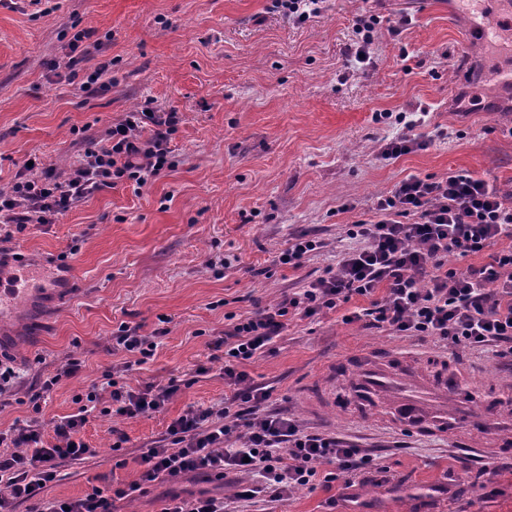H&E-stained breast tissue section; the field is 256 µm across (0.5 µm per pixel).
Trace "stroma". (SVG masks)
<instances>
[{
  "label": "stroma",
  "mask_w": 512,
  "mask_h": 512,
  "mask_svg": "<svg viewBox=\"0 0 512 512\" xmlns=\"http://www.w3.org/2000/svg\"><path fill=\"white\" fill-rule=\"evenodd\" d=\"M34 16L26 0L0 5V187L38 155L64 171L83 140L124 113L150 106L181 112L170 146L175 166L134 192L95 194L56 224H34L7 247L32 266L64 258L65 285L46 289L0 318V350L22 382L69 357L83 369L61 379L44 420L75 411L73 398L125 362L113 351L120 325L168 332L131 386L182 380L158 414L125 420L93 414L83 439L98 455L63 468L49 496L72 498L113 480H132L141 444L160 437L188 407H222L224 364L209 341L228 314L249 315L320 276L347 249L344 225L371 218L375 198L411 174L467 170L512 180V96L491 92L492 64L466 47L464 18L431 0H392L382 13L408 18L399 36L381 31L372 62L347 69L343 52L367 0H329L319 16L289 20L274 0H48ZM82 30L79 79L65 64ZM111 87L82 89L99 62ZM422 112L426 150L378 155L401 127L374 113ZM323 241L302 267L274 266L294 236ZM232 260L215 269L217 257ZM274 355L249 367L268 384L270 409L310 431L349 440L376 458L372 469L303 487L283 502L261 493L240 512H512V363L492 350H454L385 329L344 323L330 311L294 319ZM381 351L415 362L446 361L460 375L447 432L432 437L378 425L381 404L360 407L352 378H327L328 362ZM207 374H197L198 366ZM129 438L113 451L110 428Z\"/></svg>",
  "instance_id": "obj_1"
}]
</instances>
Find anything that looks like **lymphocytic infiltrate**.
I'll return each mask as SVG.
<instances>
[{
	"instance_id": "lymphocytic-infiltrate-1",
	"label": "lymphocytic infiltrate",
	"mask_w": 512,
	"mask_h": 512,
	"mask_svg": "<svg viewBox=\"0 0 512 512\" xmlns=\"http://www.w3.org/2000/svg\"><path fill=\"white\" fill-rule=\"evenodd\" d=\"M382 19L368 10L353 24L355 39L345 49L354 64L371 61ZM182 118L153 107L125 113L110 124L62 174L23 166L8 190L0 191V241H11L32 224H53L76 204L119 185L134 190L171 171L169 146ZM375 216L345 225L355 247L338 255L322 275L276 305L233 322L210 342L224 353V382L230 389L220 408L188 407L165 434L143 448L140 469L128 482L92 487L77 498L48 497L64 467L81 468L97 455L80 435L92 411L137 419L163 412L179 390V380L133 387L119 373L144 364L157 344L138 328L120 326L118 350L130 354L119 369L106 371L76 410L45 424L37 419L41 394L61 379L76 376L82 362L69 358L54 374L39 377L28 398L33 419L0 430V512H112L114 501L147 493L158 482L177 483L190 475L224 480L227 471L252 475L257 490L283 502L296 490L332 483L337 473L373 466L364 449L331 433L311 432L293 418L270 413V388L254 383L247 367L274 354L273 343L291 319H311L329 311L345 323L361 322L399 336H431L455 349L495 348L512 359V189L496 180L458 170L444 177L411 175L378 196ZM484 261L473 264L472 259ZM367 307L347 311L353 298Z\"/></svg>"
}]
</instances>
